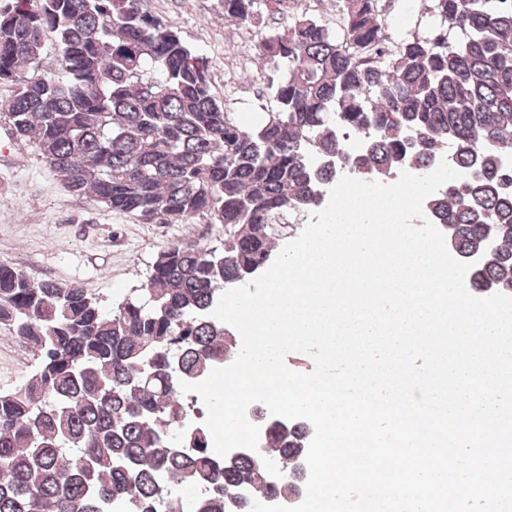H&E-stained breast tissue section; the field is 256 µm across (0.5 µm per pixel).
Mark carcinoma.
<instances>
[{"mask_svg": "<svg viewBox=\"0 0 512 512\" xmlns=\"http://www.w3.org/2000/svg\"><path fill=\"white\" fill-rule=\"evenodd\" d=\"M240 25L257 0H222ZM257 45L273 107L254 122L211 91L208 64L142 0H0V101L67 188L147 223L224 225V246L161 248L142 288L107 308L79 285L0 264V324L38 361L0 392V512H234L305 497L308 421L272 417L269 484L246 451L220 457L195 422L199 383L226 362L228 326L211 316L227 282L270 263L274 222L321 206L343 176L437 166L463 177L426 198L451 247L480 258L472 287L512 295V0H428L424 38L387 42L379 0H336ZM55 73L40 72L47 35ZM362 146L354 151L351 136ZM498 249L487 265L483 249ZM197 493L173 492L183 485Z\"/></svg>", "mask_w": 512, "mask_h": 512, "instance_id": "cac0c4a2", "label": "carcinoma"}]
</instances>
